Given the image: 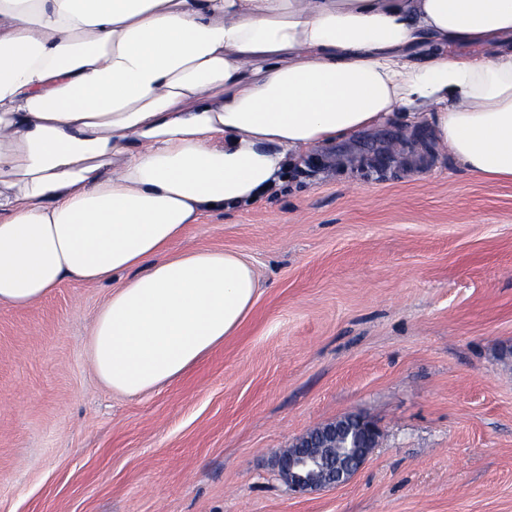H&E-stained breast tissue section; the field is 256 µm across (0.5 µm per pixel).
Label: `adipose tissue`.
Wrapping results in <instances>:
<instances>
[{
  "label": "adipose tissue",
  "instance_id": "adipose-tissue-1",
  "mask_svg": "<svg viewBox=\"0 0 512 512\" xmlns=\"http://www.w3.org/2000/svg\"><path fill=\"white\" fill-rule=\"evenodd\" d=\"M399 110L512 180V0H0V307L126 275L89 360L157 390L261 293L236 253L174 252L187 228Z\"/></svg>",
  "mask_w": 512,
  "mask_h": 512
}]
</instances>
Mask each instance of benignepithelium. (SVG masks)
Instances as JSON below:
<instances>
[{
	"label": "benign epithelium",
	"mask_w": 512,
	"mask_h": 512,
	"mask_svg": "<svg viewBox=\"0 0 512 512\" xmlns=\"http://www.w3.org/2000/svg\"><path fill=\"white\" fill-rule=\"evenodd\" d=\"M379 439L366 415L327 423L294 441L291 451L276 459L279 476L297 494L340 487L363 465Z\"/></svg>",
	"instance_id": "obj_1"
}]
</instances>
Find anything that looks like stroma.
Masks as SVG:
<instances>
[{"label":"stroma","mask_w":512,"mask_h":512,"mask_svg":"<svg viewBox=\"0 0 512 512\" xmlns=\"http://www.w3.org/2000/svg\"><path fill=\"white\" fill-rule=\"evenodd\" d=\"M176 249L237 253L263 291L147 394L112 393L87 355L123 277L0 307V512H512V181L397 116ZM355 412L380 430L365 465L295 495L277 455Z\"/></svg>","instance_id":"stroma-1"}]
</instances>
